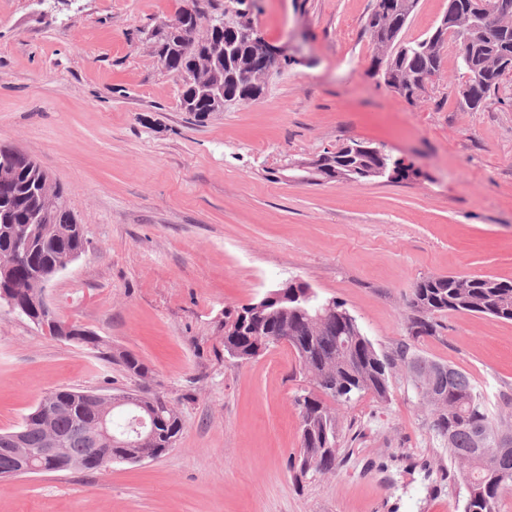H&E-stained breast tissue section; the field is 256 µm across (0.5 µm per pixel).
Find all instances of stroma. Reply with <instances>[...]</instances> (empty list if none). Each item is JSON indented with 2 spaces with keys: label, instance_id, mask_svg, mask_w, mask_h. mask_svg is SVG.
Returning <instances> with one entry per match:
<instances>
[{
  "label": "stroma",
  "instance_id": "1",
  "mask_svg": "<svg viewBox=\"0 0 512 512\" xmlns=\"http://www.w3.org/2000/svg\"><path fill=\"white\" fill-rule=\"evenodd\" d=\"M372 3L257 0L251 20L288 60L260 100L199 122L148 39L183 0H0V144L35 160L84 224L85 252L47 295L101 340L78 347L1 307L0 431L56 388L145 391L183 424L161 457L0 485V512H463L465 484L403 363L386 400L337 406L339 464L302 478L295 398L313 384L294 350L224 353L225 310L293 278L342 301L379 352L405 342L489 402L512 392V322L446 313L436 335L408 331L421 277L512 280V82L469 110L450 41L407 102L370 74ZM353 140L415 174L281 178ZM124 350L146 377L106 357Z\"/></svg>",
  "mask_w": 512,
  "mask_h": 512
}]
</instances>
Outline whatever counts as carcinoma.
Returning a JSON list of instances; mask_svg holds the SVG:
<instances>
[{"instance_id": "carcinoma-1", "label": "carcinoma", "mask_w": 512, "mask_h": 512, "mask_svg": "<svg viewBox=\"0 0 512 512\" xmlns=\"http://www.w3.org/2000/svg\"><path fill=\"white\" fill-rule=\"evenodd\" d=\"M389 2L373 0L366 19L365 30L371 39L390 44L387 54L373 57L371 70L382 80L400 81L404 89L401 97L406 101H411L421 77L440 73L442 57L435 45L443 43L447 33L457 48L459 93L468 109L480 110L503 88L504 79L490 63H512V30L491 33L486 26L493 17H512V0H448V8L456 14L468 13L480 3L484 17L467 30L437 28L423 39L409 41L402 40L400 34L418 0H409L408 7L398 14L390 10ZM252 28L251 20L239 14L224 32L208 29L197 34L189 45L178 35L163 40L164 67L177 74L193 73V82L183 84L181 105L185 111L204 119L213 111L204 88L220 80L224 81V102L229 105L249 104L263 96L269 74L260 61L253 59L254 48L248 38ZM248 64L255 72L253 83L230 77L237 66ZM356 144L367 150L324 158L325 180H334V172L338 171L344 173L346 181H366L367 172L377 168L385 169V177L391 180L408 177L401 159L369 142L358 140ZM39 175L40 167L34 160L11 146L0 145V252L16 248L13 227L31 237V249L11 273L15 281L24 284L32 271L47 270L68 256L83 252L87 243L61 186L54 185L45 195L33 191ZM301 292L298 300L287 294L283 299H260L224 312L225 352H233L236 359L246 362L258 357V342H265L268 348L286 342L321 392L319 396L310 392L297 399L302 430L296 465L299 473L336 470V413L323 397L348 404L356 396L371 392L384 400L389 392L390 369L400 361L407 367L409 381L418 395L430 406L433 436L448 450V461L463 468L464 512H499L501 496L512 490V426L503 427L471 378L449 364L410 352L404 343L390 354L379 353L353 316H338L343 311L342 302L322 298L311 288ZM413 295L416 301L409 303L413 316L408 330L414 338L435 335L434 316L444 312L481 313L512 322V280L491 275H430L415 283ZM118 360L135 376L148 373L147 366L129 351L119 353ZM431 385L439 395L437 402L429 395ZM53 396L64 405L53 416L52 426L66 442V461L81 460L82 469L98 471L84 439L74 433L73 414L65 410L69 405L80 408L85 422H92L97 407L89 401L88 391L62 389L54 391ZM143 406L162 411L159 434L141 448L114 449L123 462H132L142 454L158 458L169 450L168 439L181 433V417L167 401L146 396ZM23 424L25 446L43 447V426L34 413H29Z\"/></svg>"}]
</instances>
